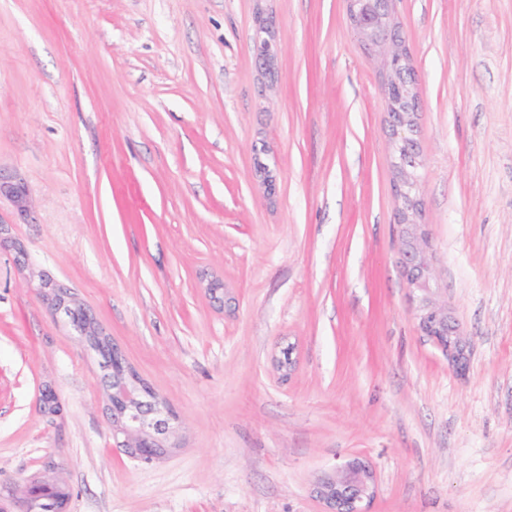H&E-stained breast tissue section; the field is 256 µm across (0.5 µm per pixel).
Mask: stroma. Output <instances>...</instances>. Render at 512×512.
Returning a JSON list of instances; mask_svg holds the SVG:
<instances>
[{"label": "stroma", "mask_w": 512, "mask_h": 512, "mask_svg": "<svg viewBox=\"0 0 512 512\" xmlns=\"http://www.w3.org/2000/svg\"><path fill=\"white\" fill-rule=\"evenodd\" d=\"M395 14L461 372L417 329L382 72L344 0H0V176L29 208L0 197V499L48 476L69 512H325L317 480L358 456L368 512H512V0ZM46 279L172 410L174 454H124ZM256 41L258 43L257 65L267 78L275 81L277 47L274 43L272 21L264 13H259L256 19Z\"/></svg>", "instance_id": "stroma-1"}]
</instances>
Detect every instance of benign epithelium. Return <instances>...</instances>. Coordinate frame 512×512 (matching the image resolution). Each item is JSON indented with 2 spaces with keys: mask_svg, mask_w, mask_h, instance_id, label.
<instances>
[{
  "mask_svg": "<svg viewBox=\"0 0 512 512\" xmlns=\"http://www.w3.org/2000/svg\"><path fill=\"white\" fill-rule=\"evenodd\" d=\"M350 26L362 45L381 58L384 72L383 97L389 116V139L393 150L394 188L399 200L400 263L411 299L415 303L417 327L431 339L459 370L467 364L466 344L459 337L448 307L435 299L432 265L427 257L429 233L422 222L423 201L418 193L421 151L417 125V83L414 60L400 36L395 19L396 0H345ZM256 61L262 73L274 81L277 77L273 24L261 13L256 19ZM43 301L56 314L65 315V323L86 346L109 347L119 356L120 368L100 365L107 387V410L112 435L122 436L120 447L127 456L149 463L173 453V413L153 389L121 356L118 347L96 324L93 315L71 289L47 280ZM43 412L61 411L56 392L46 387L40 394ZM66 487L48 479H33L20 490L22 509L18 512H67L68 500L61 496ZM376 491L373 471L353 458L336 468L316 485L317 496L326 512H365L364 503Z\"/></svg>",
  "mask_w": 512,
  "mask_h": 512,
  "instance_id": "obj_1",
  "label": "benign epithelium"
}]
</instances>
